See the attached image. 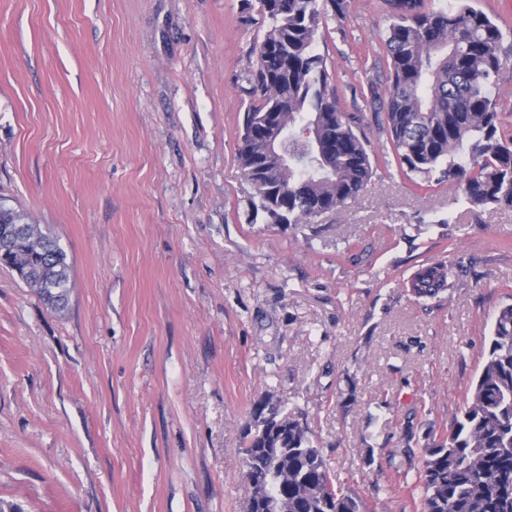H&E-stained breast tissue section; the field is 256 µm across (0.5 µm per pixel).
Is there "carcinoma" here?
<instances>
[{
  "instance_id": "1",
  "label": "carcinoma",
  "mask_w": 512,
  "mask_h": 512,
  "mask_svg": "<svg viewBox=\"0 0 512 512\" xmlns=\"http://www.w3.org/2000/svg\"><path fill=\"white\" fill-rule=\"evenodd\" d=\"M386 48L390 84L381 98L391 149L400 166L424 179L458 184L468 203L512 209V137L498 136L500 114L492 85L512 62L501 27L470 0L446 8L424 0H389ZM268 27L254 46L249 105L238 149L239 166L255 184V207L271 205L290 224H311L344 212L367 189L374 169L360 118L342 112L333 77L317 52L326 10L344 16L348 0H259ZM284 131L288 156L266 153L274 128ZM316 130L317 140L304 137ZM37 242L0 245V262L28 268L45 304L68 301L69 262L41 229ZM447 271L427 266L414 274L417 298L443 291ZM242 449L247 512H366L363 501L334 485L308 426L268 395L255 403ZM420 481L422 512H512V304L499 310L484 364L466 405L448 432L426 436Z\"/></svg>"
}]
</instances>
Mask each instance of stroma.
<instances>
[{
    "label": "stroma",
    "mask_w": 512,
    "mask_h": 512,
    "mask_svg": "<svg viewBox=\"0 0 512 512\" xmlns=\"http://www.w3.org/2000/svg\"><path fill=\"white\" fill-rule=\"evenodd\" d=\"M387 0L317 50L374 175L273 224L237 159L258 0H0V203L70 262L54 311L0 265V501L23 512H243L265 395L369 512H421L424 437L466 404L512 301V209L394 159ZM448 268L441 298L407 285Z\"/></svg>",
    "instance_id": "1"
}]
</instances>
